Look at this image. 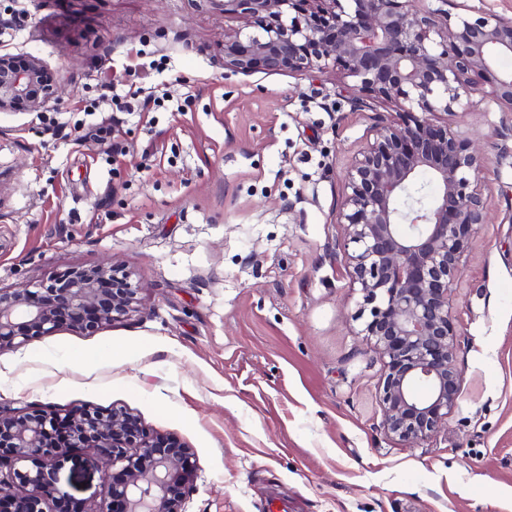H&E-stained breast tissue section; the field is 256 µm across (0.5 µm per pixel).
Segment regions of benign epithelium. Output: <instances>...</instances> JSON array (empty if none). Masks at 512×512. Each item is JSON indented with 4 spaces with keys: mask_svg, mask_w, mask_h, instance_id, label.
Listing matches in <instances>:
<instances>
[{
    "mask_svg": "<svg viewBox=\"0 0 512 512\" xmlns=\"http://www.w3.org/2000/svg\"><path fill=\"white\" fill-rule=\"evenodd\" d=\"M437 2L414 10L405 0H224V11L245 18L224 33L225 69L302 76L333 63L354 107L375 112L369 139L347 166L338 223L363 298L357 318L385 358L382 425L409 446L457 405L452 309L470 238L488 221L484 158L451 117L473 106L480 81L489 85L486 106L512 112V72L491 70L495 57L512 55V16L453 14L449 0ZM57 92L41 58L20 64L0 53V112L39 113ZM387 104L398 111H377ZM140 290L112 264L0 289V349L63 323L111 325L135 312ZM72 448L93 449L112 479L104 512H186L190 449L148 434L127 411L86 405L63 416L0 409V512H54L50 504L66 495L56 463Z\"/></svg>",
    "mask_w": 512,
    "mask_h": 512,
    "instance_id": "1",
    "label": "benign epithelium"
}]
</instances>
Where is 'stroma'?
<instances>
[{
  "instance_id": "1",
  "label": "stroma",
  "mask_w": 512,
  "mask_h": 512,
  "mask_svg": "<svg viewBox=\"0 0 512 512\" xmlns=\"http://www.w3.org/2000/svg\"><path fill=\"white\" fill-rule=\"evenodd\" d=\"M242 24L222 0H0V52L60 84L47 111L0 113V288L104 263L141 287L127 319L1 349L0 406L131 412L191 448L187 512H512V112L458 117L489 221L453 308L457 405L411 447L382 426L336 221L372 113L332 68L225 70ZM58 480L65 512L106 496L93 449Z\"/></svg>"
}]
</instances>
